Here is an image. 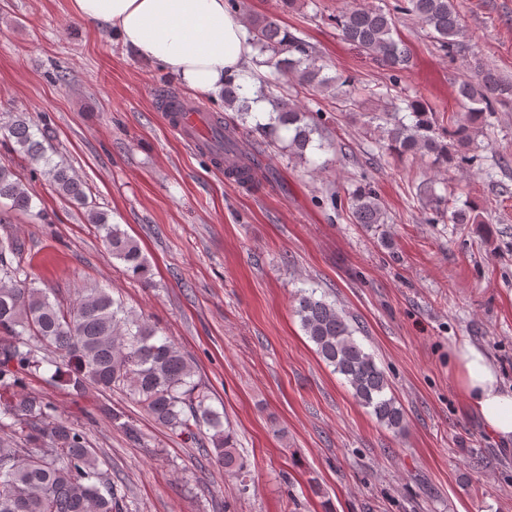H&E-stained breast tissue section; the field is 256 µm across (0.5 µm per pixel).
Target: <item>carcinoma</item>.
Masks as SVG:
<instances>
[{
    "label": "carcinoma",
    "mask_w": 512,
    "mask_h": 512,
    "mask_svg": "<svg viewBox=\"0 0 512 512\" xmlns=\"http://www.w3.org/2000/svg\"><path fill=\"white\" fill-rule=\"evenodd\" d=\"M395 10L416 19L429 29L441 50L454 57L466 53L467 45L456 0H404ZM341 38L365 56L393 70L408 67L410 54L394 38L395 15L381 7L365 5L343 8L333 15ZM249 42L266 55L255 61L277 75L294 77L299 84L324 92L333 89L343 96L352 93L349 76L323 74L310 47L292 36L276 20H253ZM470 74L459 86L467 118L449 130L437 127L432 113L420 99L390 102L379 109L386 136L385 149L397 156H430L440 169L459 168L471 160L463 154L475 141L474 125L500 106L512 105V81L505 80L476 58L466 62ZM243 85L230 78L224 82V108L251 115V103L271 106L268 122L256 121L254 130L274 141L281 130L292 132L289 153L301 162L307 153L325 148L314 140L318 125L305 121L304 110L294 101L272 93L254 99ZM18 151L42 166L40 176L57 193L83 207L88 205L84 185L65 165L48 155L52 133L48 123L38 129L21 114L10 115L0 127ZM216 147L224 149V175L247 184L256 183L262 163L245 155L236 130L213 120ZM33 189L18 178L10 166L0 163V200L11 209H33ZM430 221L477 224L479 215L471 206L448 210V200L430 194ZM352 214L359 224H383L384 212L371 187L359 186L351 196ZM90 223L102 234L108 254L120 261L126 272L149 283V267L138 243L109 223L107 214L88 210ZM21 244L0 243V512H125V492L112 480V472L92 448L86 433L54 417L53 406L43 397L26 391V376L39 369L37 353L56 355L47 364L55 367L77 392L89 386L103 391H126L160 425L172 433L199 438L207 444L210 460L224 472L242 475L245 462L233 436L224 427L222 415L209 403L210 397L195 382L193 362L158 329L132 314L104 288L77 292L70 301L52 298L33 286L25 271L14 264ZM317 289L298 290L296 313L302 329L316 346L326 365L344 377L355 399L370 409L376 420L391 430L403 427L405 413L391 393L385 372L372 354L355 338L358 328L349 317Z\"/></svg>",
    "instance_id": "1"
}]
</instances>
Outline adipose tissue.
<instances>
[{
    "mask_svg": "<svg viewBox=\"0 0 512 512\" xmlns=\"http://www.w3.org/2000/svg\"><path fill=\"white\" fill-rule=\"evenodd\" d=\"M71 10L202 95L238 74L250 53L245 25L229 13L227 0H71ZM453 355L475 412L498 436L512 437V389L503 386L489 355L468 343Z\"/></svg>",
    "mask_w": 512,
    "mask_h": 512,
    "instance_id": "adipose-tissue-1",
    "label": "adipose tissue"
}]
</instances>
